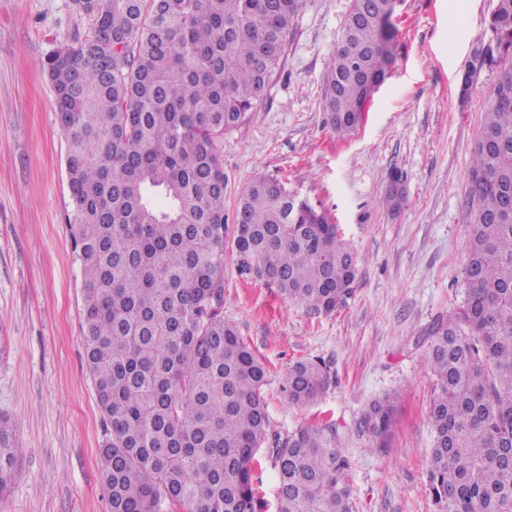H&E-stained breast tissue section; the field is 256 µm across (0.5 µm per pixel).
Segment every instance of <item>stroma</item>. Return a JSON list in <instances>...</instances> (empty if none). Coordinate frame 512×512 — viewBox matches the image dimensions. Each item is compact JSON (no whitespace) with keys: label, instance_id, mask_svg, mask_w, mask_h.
<instances>
[{"label":"stroma","instance_id":"1","mask_svg":"<svg viewBox=\"0 0 512 512\" xmlns=\"http://www.w3.org/2000/svg\"><path fill=\"white\" fill-rule=\"evenodd\" d=\"M497 0H403L395 65L350 136L325 124L323 77L348 0H304L263 97L225 133L224 212L255 178L281 180L338 226L353 253L351 296L329 315L224 262V318L269 369L272 431L331 426L350 461L352 512H434L427 490L435 378L426 332L466 299L470 166L494 82L459 78L493 38ZM71 0H0V421L16 450L0 512H110L100 478L102 412L84 360L82 278L66 137L40 67L83 39ZM406 204L383 203L391 170ZM324 361L334 382L311 406L282 390L289 366ZM398 398L388 446L358 430L367 406Z\"/></svg>","mask_w":512,"mask_h":512}]
</instances>
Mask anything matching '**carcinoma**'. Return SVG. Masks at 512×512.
<instances>
[{
  "label": "carcinoma",
  "mask_w": 512,
  "mask_h": 512,
  "mask_svg": "<svg viewBox=\"0 0 512 512\" xmlns=\"http://www.w3.org/2000/svg\"><path fill=\"white\" fill-rule=\"evenodd\" d=\"M91 32L42 69L66 136L82 275L85 363L107 433L101 480L110 512H256L252 469L272 441L275 512H350L349 460L336 437L300 426L270 434L267 369L224 320V162L220 143L262 96L303 0H72ZM461 78L496 68L472 152L464 305L428 331L436 377L428 490L436 512H512V0ZM388 0H350L324 77L326 123H362L395 64ZM233 255L240 273L333 313L355 259L336 225L280 180L242 192ZM332 384L299 360L284 391L298 406ZM385 396L358 429L384 447ZM16 454L0 425V494Z\"/></svg>",
  "instance_id": "obj_1"
}]
</instances>
